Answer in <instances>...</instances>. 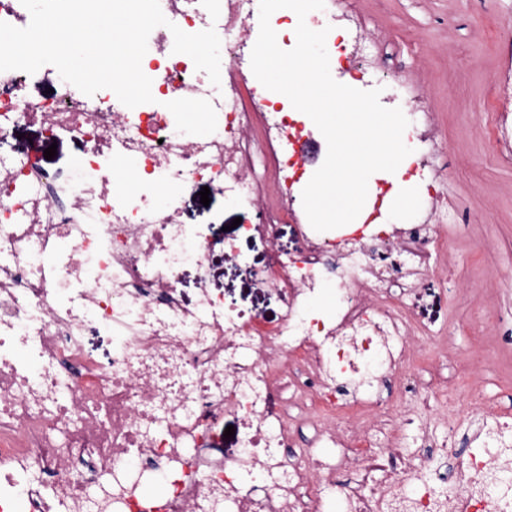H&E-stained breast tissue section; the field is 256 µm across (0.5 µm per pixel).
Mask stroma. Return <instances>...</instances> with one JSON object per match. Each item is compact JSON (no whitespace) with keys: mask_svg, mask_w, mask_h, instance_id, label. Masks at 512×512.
I'll use <instances>...</instances> for the list:
<instances>
[{"mask_svg":"<svg viewBox=\"0 0 512 512\" xmlns=\"http://www.w3.org/2000/svg\"><path fill=\"white\" fill-rule=\"evenodd\" d=\"M364 18L372 60L405 80L433 114L415 125L418 158L438 154L441 202L431 215L445 243L406 297L415 326L409 338L416 367L437 392L429 401L402 399L396 385L384 397L407 418L408 438L454 435L460 448L479 443L486 413L512 412V166L498 154L512 132V112H497L490 89L512 73V0H343ZM56 146L53 159L44 151ZM0 152L40 159L58 180L72 177L83 155L71 137L50 141L40 123L23 122L0 138ZM201 184L179 196V220L212 240L204 266L181 267L175 286L186 302L202 291L226 305L275 324L283 299L265 272L276 254L298 247L294 225L275 240L246 232L257 207L211 194ZM241 226H233V219Z\"/></svg>","mask_w":512,"mask_h":512,"instance_id":"obj_1","label":"stroma"}]
</instances>
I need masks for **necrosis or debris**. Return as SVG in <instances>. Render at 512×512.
<instances>
[{"mask_svg":"<svg viewBox=\"0 0 512 512\" xmlns=\"http://www.w3.org/2000/svg\"><path fill=\"white\" fill-rule=\"evenodd\" d=\"M325 0L312 16L328 29L329 56L369 58L364 24ZM168 26L148 39L144 73L154 102L124 106L114 92L71 86L25 97L27 74L0 72V136L40 121L50 136L84 144L68 183L33 158L0 154V512H81L90 484L115 486L100 512H325L328 495L345 512H512V422L487 425L482 445L458 453L448 441L399 447L403 426L378 413L382 382L406 374L411 316L401 301L412 272L430 264L425 225L402 233L405 263L381 269L372 250L350 248L336 263L335 231L312 228L299 207L296 159L312 140L290 121L276 92L255 78L241 50L259 32L253 0H160ZM215 28L230 62L212 85L190 57L168 53L171 26ZM190 93L211 131L190 136L165 100ZM134 161L148 183L213 184L259 203L248 233L275 239L295 225L305 244L280 255L268 279L285 297L276 325L202 293L186 303L178 270L203 263L209 237L180 223L176 198L158 206L129 196L115 171ZM339 279L333 314L312 312L324 283ZM107 329L112 360L100 365L83 332ZM296 356L291 377L279 366ZM315 410L318 432L294 452L293 430L277 411L286 389ZM242 422L240 450L218 457L212 424ZM445 460L451 474L434 471ZM164 481L155 498L143 481Z\"/></svg>","mask_w":512,"mask_h":512,"instance_id":"obj_1","label":"necrosis or debris"}]
</instances>
